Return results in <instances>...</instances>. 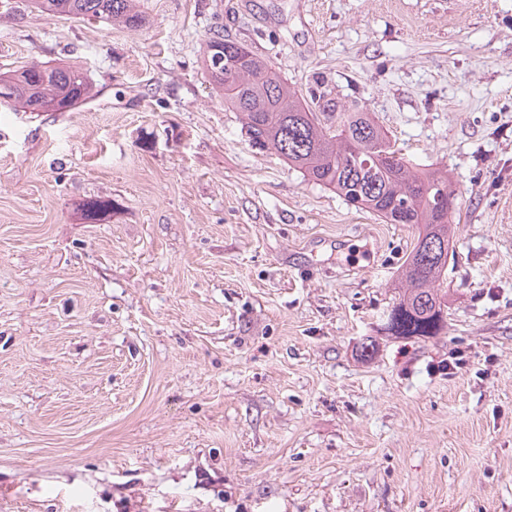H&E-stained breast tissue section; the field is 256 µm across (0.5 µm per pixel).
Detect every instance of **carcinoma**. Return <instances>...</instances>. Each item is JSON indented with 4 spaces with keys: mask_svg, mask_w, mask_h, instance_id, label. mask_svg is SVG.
<instances>
[{
    "mask_svg": "<svg viewBox=\"0 0 512 512\" xmlns=\"http://www.w3.org/2000/svg\"><path fill=\"white\" fill-rule=\"evenodd\" d=\"M49 17L99 19L128 28L144 18L134 0H34ZM202 63L224 105L239 112L253 146L271 149L312 182L336 191L357 210L387 224H419L406 255L398 298L381 330L388 336L429 339L448 328L441 281L454 236L456 193L446 169H420L407 161L369 112H352L318 85L303 92L288 85L265 58L219 27L205 40ZM4 103L26 112H67L94 95L83 69L69 64L21 66L0 74ZM111 201L83 206L88 223Z\"/></svg>",
    "mask_w": 512,
    "mask_h": 512,
    "instance_id": "cac0c4a2",
    "label": "carcinoma"
}]
</instances>
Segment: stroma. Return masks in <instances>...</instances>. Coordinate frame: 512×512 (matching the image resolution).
Returning <instances> with one entry per match:
<instances>
[{
	"label": "stroma",
	"instance_id": "1",
	"mask_svg": "<svg viewBox=\"0 0 512 512\" xmlns=\"http://www.w3.org/2000/svg\"><path fill=\"white\" fill-rule=\"evenodd\" d=\"M11 3L0 72L98 93L0 105V512H512V0ZM219 26L448 168L440 336L381 332L418 227L251 146L201 67ZM40 12L49 17L99 19L118 22L128 28L142 26L144 18L134 0H34ZM1 89L7 90L1 104L19 106L24 112H67L94 95L83 69L63 63L32 64L1 73Z\"/></svg>",
	"mask_w": 512,
	"mask_h": 512
}]
</instances>
